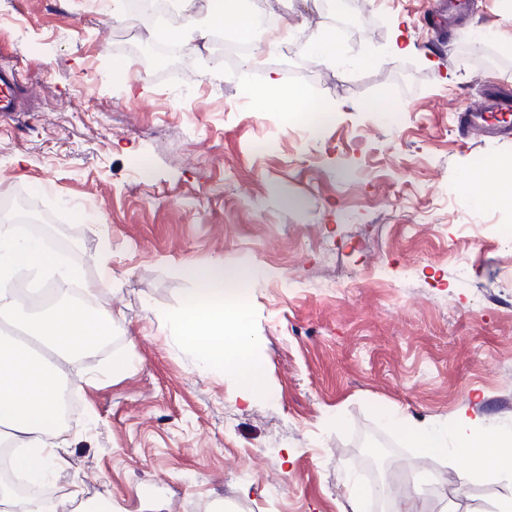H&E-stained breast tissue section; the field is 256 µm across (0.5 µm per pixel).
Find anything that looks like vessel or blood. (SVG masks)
I'll return each instance as SVG.
<instances>
[{"label":"vessel or blood","mask_w":512,"mask_h":512,"mask_svg":"<svg viewBox=\"0 0 512 512\" xmlns=\"http://www.w3.org/2000/svg\"><path fill=\"white\" fill-rule=\"evenodd\" d=\"M461 0H434L428 20L441 27L461 13ZM25 90L20 72L12 67H0V112L10 114L23 111ZM456 131L460 139L475 136L499 139L512 138V86L507 84L484 86L477 100L463 104L455 114Z\"/></svg>","instance_id":"b4317fda"}]
</instances>
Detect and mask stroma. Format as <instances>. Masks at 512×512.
Returning <instances> with one entry per match:
<instances>
[{"instance_id":"obj_1","label":"stroma","mask_w":512,"mask_h":512,"mask_svg":"<svg viewBox=\"0 0 512 512\" xmlns=\"http://www.w3.org/2000/svg\"><path fill=\"white\" fill-rule=\"evenodd\" d=\"M429 2L244 0L297 40L330 32L335 60L262 44L258 65L191 52L174 69L129 55L111 8L0 0V65L32 99L0 117V195L23 197L88 279L111 268L101 300L125 314L70 366L80 409L55 488L112 512H351L344 484L369 482L374 433L396 510L438 476L426 512L512 496L394 424L449 428L465 406L512 430V206L478 196L512 141L463 144L454 126L484 84L512 83V10L471 0L441 49ZM272 72L333 108L319 137L306 113L252 97ZM378 100L391 121L363 111ZM215 259L258 272L248 329L268 394L248 403L173 324L194 288L180 267Z\"/></svg>"}]
</instances>
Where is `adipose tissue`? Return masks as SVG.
<instances>
[{
	"mask_svg": "<svg viewBox=\"0 0 512 512\" xmlns=\"http://www.w3.org/2000/svg\"><path fill=\"white\" fill-rule=\"evenodd\" d=\"M180 5L183 22L165 35L188 48H200L213 31L234 30L244 22L239 0H208L202 12L196 0H180ZM182 272L195 284L177 317L182 344L196 353L201 369L223 368L242 400L266 395L263 363L253 349L241 300L240 284L253 279V270L228 268L217 259ZM21 275L50 280L52 303L36 310L19 302L8 285ZM76 281L82 284L79 301L69 296ZM101 292V284L81 280L76 268L60 264L52 247L34 238L27 225L0 227V319L27 338L23 344L0 340V441L21 447L15 466L30 481L45 480L65 462L67 443L56 431L62 394L73 385L68 366L111 335L117 319L99 310ZM454 440L471 472L512 477V435L464 412L455 423Z\"/></svg>",
	"mask_w": 512,
	"mask_h": 512,
	"instance_id": "ef3b65f1",
	"label": "adipose tissue"
}]
</instances>
